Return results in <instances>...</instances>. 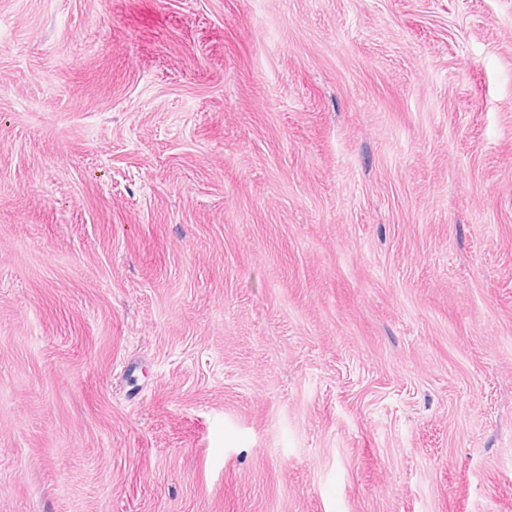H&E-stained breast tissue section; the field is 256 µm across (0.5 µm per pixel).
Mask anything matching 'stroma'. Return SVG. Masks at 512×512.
Returning <instances> with one entry per match:
<instances>
[{"label":"stroma","mask_w":512,"mask_h":512,"mask_svg":"<svg viewBox=\"0 0 512 512\" xmlns=\"http://www.w3.org/2000/svg\"><path fill=\"white\" fill-rule=\"evenodd\" d=\"M0 512H512V0H0Z\"/></svg>","instance_id":"35a3bbf8"}]
</instances>
